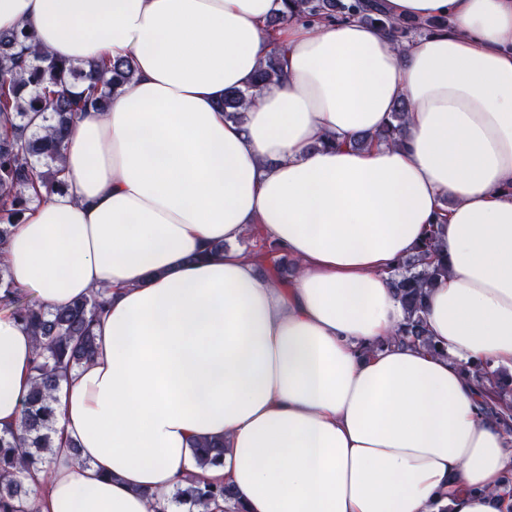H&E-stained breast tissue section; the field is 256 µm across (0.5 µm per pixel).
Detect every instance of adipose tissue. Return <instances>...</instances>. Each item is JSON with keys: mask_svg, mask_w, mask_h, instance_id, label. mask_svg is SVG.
<instances>
[{"mask_svg": "<svg viewBox=\"0 0 512 512\" xmlns=\"http://www.w3.org/2000/svg\"><path fill=\"white\" fill-rule=\"evenodd\" d=\"M383 5L442 25L400 44L355 21L269 28L278 0H0V30L54 58L135 66L76 116L62 191L0 249L49 308L108 291L95 356L57 393L51 470L27 478L39 512H153L192 476L240 512H512V433L468 371L512 373V0ZM273 54L281 79L227 119L217 101ZM400 102L402 137L377 139ZM439 214L433 352L393 342L389 278ZM254 224L299 262L289 286L233 249ZM33 353L0 312V432ZM203 439L221 465L197 466Z\"/></svg>", "mask_w": 512, "mask_h": 512, "instance_id": "ef3b65f1", "label": "adipose tissue"}]
</instances>
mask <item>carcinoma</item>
I'll use <instances>...</instances> for the list:
<instances>
[{
	"label": "carcinoma",
	"instance_id": "carcinoma-1",
	"mask_svg": "<svg viewBox=\"0 0 512 512\" xmlns=\"http://www.w3.org/2000/svg\"><path fill=\"white\" fill-rule=\"evenodd\" d=\"M284 7L283 12L271 18L270 27L300 15L357 20L389 28L397 41L436 28L431 22L395 23L386 16L379 0H284ZM133 76L134 65L127 58L108 55L88 66L52 60L29 42L25 32L0 31V245L6 242L10 227L22 213L41 198L40 189L50 194L62 186V148L76 115L89 110L106 111L112 95ZM280 77V61L271 56L255 74L254 93L230 90L218 106L226 117L238 120L256 93ZM405 112V104H398L392 112V122L377 133V138L396 140L405 125ZM294 268L295 264L284 256L274 266L272 276L286 284ZM446 271L447 263L438 255L434 232L393 270L391 284L406 311V321L392 342L436 350L426 333L422 314L428 288ZM1 284L5 290L0 295V307L31 330L35 353L33 384L23 401L20 429L0 434V512H34L31 502L36 495L26 484V474L51 463L48 451L54 443L56 393L68 371L95 355V321L106 308L108 298L106 291L96 290L67 307L52 310L22 289L4 284L0 271ZM468 371L477 381L491 384L493 400L485 411L509 426L512 376L499 371L493 374L482 363ZM194 454L199 467H209L223 458L224 444L204 440L196 444ZM218 499L235 512L236 502L229 487L192 482L176 488L155 512H168L173 505L184 508V512H209V504Z\"/></svg>",
	"mask_w": 512,
	"mask_h": 512
}]
</instances>
